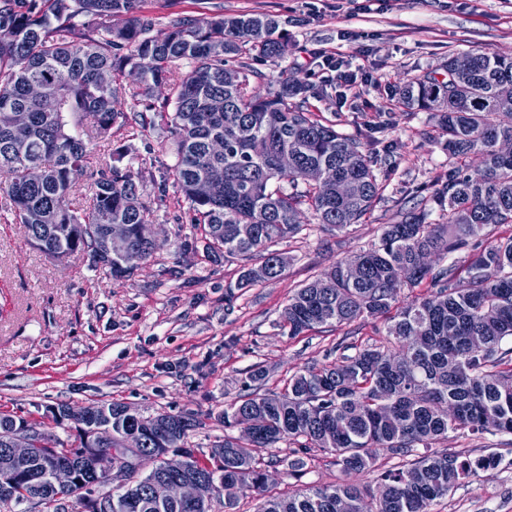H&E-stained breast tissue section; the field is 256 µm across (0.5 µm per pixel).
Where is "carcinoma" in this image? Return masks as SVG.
Listing matches in <instances>:
<instances>
[{"label": "carcinoma", "instance_id": "1", "mask_svg": "<svg viewBox=\"0 0 512 512\" xmlns=\"http://www.w3.org/2000/svg\"><path fill=\"white\" fill-rule=\"evenodd\" d=\"M144 0H0V187L1 205L25 226L31 244L49 257L83 252L115 278L128 277L152 255L151 225L140 201L137 173L109 165L100 170L87 210L71 207L70 172L91 168L92 136H112L128 124L116 108L131 71L140 74L131 97L168 90L161 113L176 138L175 185L196 212L206 254L236 256L243 266L236 287L280 279L288 257L275 249L302 231L301 206L318 223L345 232L381 199L373 161L348 136L323 124L305 108L306 85L280 82L260 96L250 90V64L228 62L249 53L277 62L288 55L280 21L268 13L210 17L176 15L159 34L156 18L144 13ZM471 65L458 70L448 56L444 74L408 79L398 89L401 103L435 113L448 135L444 149L456 160L448 182L423 196L401 219L382 225L378 241L336 262L322 276L288 297L282 327L291 337L315 328L337 327L362 318L384 321L387 341L404 352L399 360L374 344L354 345L319 368L296 372L279 391L264 389L266 370L254 365L243 381L246 394L224 406L218 420L248 435L203 454L188 446L197 424L192 414L145 417L123 403L74 409L59 405L58 424L70 420L78 437L70 447L38 448L0 476V507L35 503L41 512H95L102 485L85 464L74 488L62 493L47 473L69 457L119 444L137 443L154 475L177 473L182 463L208 476L210 496L200 509L159 499L151 477H139L112 490V512H237L241 498L262 496L258 512H431L456 485L498 464L495 454L465 457L433 448L448 433L481 435L491 429L512 434V235L494 231L512 224V154L497 145L512 141V55L469 52ZM189 70L175 76L183 65ZM25 112L29 121L11 124L7 116ZM295 164L285 171L280 158ZM478 154L483 175L472 179L464 161ZM218 171L222 178L209 197L198 183ZM288 182L286 192L279 183ZM304 188H299V184ZM439 212V221L431 220ZM124 224L129 245L122 257L105 252L108 226ZM471 248L463 269L430 267L407 280L405 266L422 251L445 260ZM358 264L363 277L351 283L343 269ZM426 285L427 294L405 300L406 288ZM485 347L473 351L469 338ZM112 428V443L98 441L88 423ZM31 425L23 417H0L2 432ZM299 444L287 461L300 478L312 453L335 457L342 472L368 470L382 451L418 458L380 473L377 495L369 498L349 484L311 486L295 494L268 493L262 452L280 442Z\"/></svg>", "mask_w": 512, "mask_h": 512}]
</instances>
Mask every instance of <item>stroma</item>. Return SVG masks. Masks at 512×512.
<instances>
[{"mask_svg": "<svg viewBox=\"0 0 512 512\" xmlns=\"http://www.w3.org/2000/svg\"><path fill=\"white\" fill-rule=\"evenodd\" d=\"M144 10L163 20L218 10L277 15L288 55L258 63L262 76L252 90L267 94L285 78L307 82L312 110L360 143L386 185L371 213L343 233L303 211V231L280 245L291 258L284 276L236 288L240 259L203 257L194 212L168 181L176 144L157 113L164 98L158 90L118 103L144 111L149 126L113 127L111 141L97 149L101 160L138 172L154 226L155 250L133 275L112 278L80 252L47 257L28 243L23 225L0 214V414L40 423L68 445L73 423L52 419L60 404L120 402L144 415L190 413L203 423L187 441L205 453L223 442L215 415L239 396L252 365L265 366L267 389L278 391L294 372L334 361L338 343H383L378 319L293 338L280 315L298 285L377 241L382 225L447 182L452 161L434 115L403 107L396 91L409 77L441 71L453 53L512 54V0H146ZM320 50L363 57L373 82L357 108L343 106L333 72L315 66ZM440 446L464 457L493 453L499 462L453 488L434 512H512V434L452 432ZM293 449L282 442L265 451L271 492L342 481L374 492L378 473L402 463L383 453L372 471L347 475L334 456L319 452L297 479L281 463Z\"/></svg>", "mask_w": 512, "mask_h": 512, "instance_id": "obj_1", "label": "stroma"}]
</instances>
